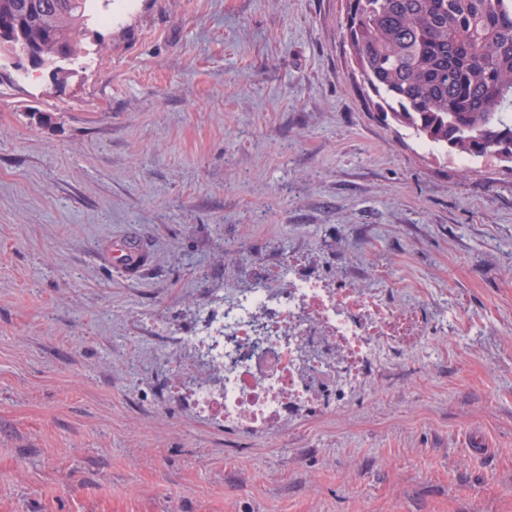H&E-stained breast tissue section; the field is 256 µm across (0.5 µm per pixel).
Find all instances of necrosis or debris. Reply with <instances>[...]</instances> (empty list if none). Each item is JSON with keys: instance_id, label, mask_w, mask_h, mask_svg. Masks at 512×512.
I'll list each match as a JSON object with an SVG mask.
<instances>
[{"instance_id": "4bbe7bcc", "label": "necrosis or debris", "mask_w": 512, "mask_h": 512, "mask_svg": "<svg viewBox=\"0 0 512 512\" xmlns=\"http://www.w3.org/2000/svg\"><path fill=\"white\" fill-rule=\"evenodd\" d=\"M434 322L390 288L329 276L304 256L244 263L202 321L184 331L217 371L220 387H195V410L246 436L350 408L386 364L427 346Z\"/></svg>"}]
</instances>
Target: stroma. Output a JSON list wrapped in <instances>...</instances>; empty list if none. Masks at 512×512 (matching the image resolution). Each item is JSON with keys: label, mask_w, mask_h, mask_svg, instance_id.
I'll use <instances>...</instances> for the list:
<instances>
[{"label": "stroma", "mask_w": 512, "mask_h": 512, "mask_svg": "<svg viewBox=\"0 0 512 512\" xmlns=\"http://www.w3.org/2000/svg\"><path fill=\"white\" fill-rule=\"evenodd\" d=\"M344 11L116 0L64 83L0 85V512H512V169L379 119ZM287 252L448 327L351 409L229 437L173 338ZM112 260L127 276H139L148 265V254L138 242L123 238L112 243Z\"/></svg>", "instance_id": "1"}]
</instances>
